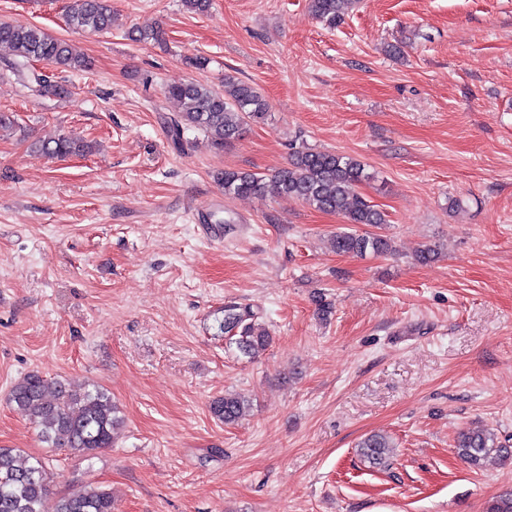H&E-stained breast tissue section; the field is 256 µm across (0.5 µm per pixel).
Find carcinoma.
Returning a JSON list of instances; mask_svg holds the SVG:
<instances>
[{
  "label": "carcinoma",
  "mask_w": 512,
  "mask_h": 512,
  "mask_svg": "<svg viewBox=\"0 0 512 512\" xmlns=\"http://www.w3.org/2000/svg\"><path fill=\"white\" fill-rule=\"evenodd\" d=\"M309 2L312 13L334 27L360 0ZM67 22L78 31L100 32L112 26V8L108 0H71ZM0 46L11 51L9 71L21 79L29 92L43 98H62L68 88L33 69L32 63L42 62L60 72L88 67V60L67 42L37 26L20 27L1 20ZM165 95L179 105L170 133L174 142L182 146L188 144L185 133L190 130H201L213 144L222 146L237 139L245 125L259 123L267 114V104L259 90L231 75L224 76L221 88L188 82L167 87ZM86 149L83 142L68 135L38 146L42 153L57 158ZM368 179L362 161L309 147L296 150L289 165L272 174L228 169L221 177L226 195L287 196L319 211L343 216L352 229L333 235L332 249L338 254L361 257L368 253L387 254L392 249L387 237L356 230L359 225L388 223L386 212L359 192ZM220 328L237 335V348L247 356L258 354L270 343L257 315L235 302L224 305ZM8 401L35 426L42 442L50 448H63L75 457L92 459L112 447L114 429L121 422L119 410L106 389L66 378L49 380L35 371L12 386ZM250 408V401L238 393L218 397L210 406L215 417L226 424L237 422ZM393 448L387 436L373 434L358 443L356 453L369 466L385 468ZM456 452L473 468L481 467L492 455L512 459V448L487 429L461 432ZM52 479L53 472L44 459L15 448H0V512H43L42 503ZM56 512H114L112 492L101 486H85L59 497Z\"/></svg>",
  "instance_id": "1"
}]
</instances>
